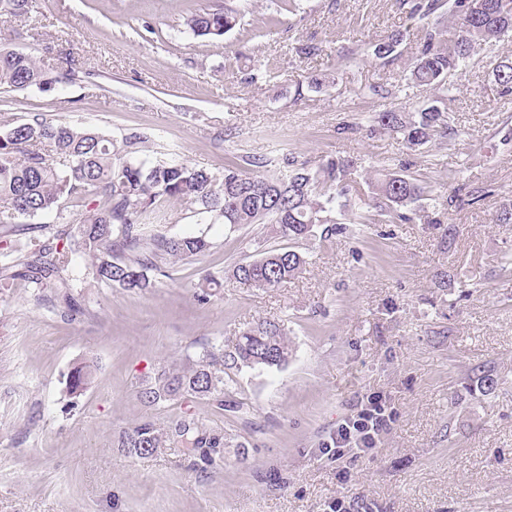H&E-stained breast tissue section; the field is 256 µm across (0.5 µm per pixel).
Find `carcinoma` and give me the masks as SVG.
Listing matches in <instances>:
<instances>
[{"label": "carcinoma", "mask_w": 512, "mask_h": 512, "mask_svg": "<svg viewBox=\"0 0 512 512\" xmlns=\"http://www.w3.org/2000/svg\"><path fill=\"white\" fill-rule=\"evenodd\" d=\"M410 17L422 22L415 60L405 80L431 92L412 112L391 107L376 113L378 125L401 136L411 150L438 138L458 134L450 124L448 104L453 98L449 78L465 66L477 47L491 45L512 32V0H406ZM28 0H0V16L27 21ZM233 8L194 10L185 25L198 37L219 39L241 23ZM404 34L396 31L373 46L376 58H397ZM497 93L512 97V61L499 62L492 71ZM43 71L23 52L0 49V85L16 90L41 87ZM380 99L395 100L403 84L387 81L364 87ZM150 137L132 133L118 142L92 127L51 124L38 116L0 126V224L10 251L0 265L3 281L24 277L37 289L35 300L46 294L77 311L73 278L67 271L75 260L90 258L93 279L108 286L144 291L154 287L147 271H160L178 262H191L209 248L203 235L169 236L160 225L167 220L166 204L188 203L202 224L237 227L269 224L274 234L288 240L311 237L327 241L342 231L336 205L349 191L356 162L329 159L315 169L283 155L246 156L229 161L221 172L189 165L177 155L152 157L142 153ZM369 195L359 199L388 218L407 222L412 216L428 224L441 220L427 214L430 194L411 178L395 171L367 177ZM81 208L73 223L59 203ZM56 213L62 223L53 235L57 244L37 238L19 239L23 220ZM309 260L283 247L264 251L252 261L233 267L231 276L255 288H276L302 273ZM290 353L284 325L259 320L238 337L233 350L207 343L195 358L182 365L161 367L140 390L148 406H160L185 395L224 406V373L244 367L280 368ZM94 372L90 362L67 375L70 393L77 396ZM200 451L210 465L224 452L222 438L209 432L204 419L190 415L169 430L151 420L138 422L122 434L119 446L137 457L154 454L169 439Z\"/></svg>", "instance_id": "1"}]
</instances>
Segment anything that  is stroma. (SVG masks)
I'll list each match as a JSON object with an SVG mask.
<instances>
[{"instance_id": "35a3bbf8", "label": "stroma", "mask_w": 512, "mask_h": 512, "mask_svg": "<svg viewBox=\"0 0 512 512\" xmlns=\"http://www.w3.org/2000/svg\"><path fill=\"white\" fill-rule=\"evenodd\" d=\"M297 2L289 13L279 0H29L27 22L0 17V44L50 77L0 86L1 120L37 115L117 140L143 132L152 151L214 172L242 155L362 166L347 232L300 241L310 264L277 288L228 272L285 240L265 224H199L186 204L170 205L164 231L204 234L210 247L155 275L154 288L96 283L80 258L73 315L36 302L24 279L1 284L0 512H326L337 499L351 512H512V224L493 221L512 196V100L491 76L512 59V37L476 49L454 77L458 136L411 152L374 125L386 102L361 92L408 69L420 34L408 7ZM224 7L243 10L240 27L220 39L187 31L188 11ZM396 30L398 57L383 63L372 47ZM306 43L319 55L300 57ZM257 68L265 79L248 82ZM368 168L433 189L442 223H367L357 201ZM210 273L223 285L198 302ZM260 318L284 321L291 355L278 369L231 372L230 408L141 402L161 366L209 342L232 348ZM84 360L97 372L74 398L66 376ZM372 397L390 417L376 448L321 458L323 440ZM189 413L223 437L217 465L173 441L141 458L117 443L142 420L165 428Z\"/></svg>"}]
</instances>
